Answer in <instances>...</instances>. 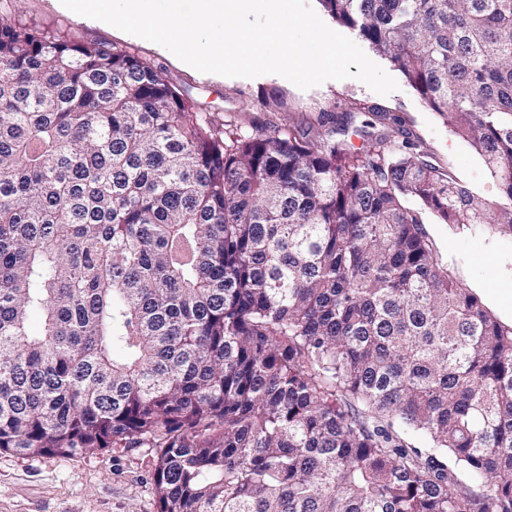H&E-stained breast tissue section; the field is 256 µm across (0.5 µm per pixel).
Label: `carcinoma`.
Instances as JSON below:
<instances>
[{"label": "carcinoma", "mask_w": 512, "mask_h": 512, "mask_svg": "<svg viewBox=\"0 0 512 512\" xmlns=\"http://www.w3.org/2000/svg\"><path fill=\"white\" fill-rule=\"evenodd\" d=\"M318 3L498 199L386 107L245 134L0 2L1 452L151 448L158 512H512V323L422 228L512 237V0Z\"/></svg>", "instance_id": "cac0c4a2"}]
</instances>
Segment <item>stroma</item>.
<instances>
[{"label": "stroma", "instance_id": "obj_1", "mask_svg": "<svg viewBox=\"0 0 512 512\" xmlns=\"http://www.w3.org/2000/svg\"><path fill=\"white\" fill-rule=\"evenodd\" d=\"M11 15L67 39L106 41L134 53L160 67L198 110L218 123L235 120L248 134L281 122L287 114L340 113L355 101L388 107L411 120L434 161L452 164L460 181L485 198L498 197L497 183L481 157L449 131L403 75H396L398 89L387 96L355 79L330 80L309 90L275 74L211 81L182 68L154 43L128 37L115 28L81 22L57 11L50 0H15ZM275 95L284 99V112L269 111L267 102ZM424 221L423 229L439 263L450 268L458 285L477 295L498 319L511 322L512 307L497 303L495 297L512 294V239L487 224H443L429 215ZM153 459L149 448H104L73 456L23 457L0 452V512H158Z\"/></svg>", "mask_w": 512, "mask_h": 512}]
</instances>
